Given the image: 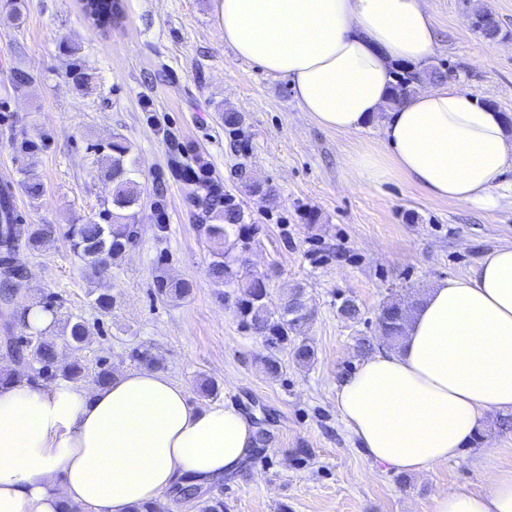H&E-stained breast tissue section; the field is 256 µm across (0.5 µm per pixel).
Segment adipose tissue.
I'll use <instances>...</instances> for the list:
<instances>
[{
	"mask_svg": "<svg viewBox=\"0 0 512 512\" xmlns=\"http://www.w3.org/2000/svg\"><path fill=\"white\" fill-rule=\"evenodd\" d=\"M218 17L236 54L287 78L318 126L381 122L380 147L346 158L353 182L402 178L435 199L512 206L502 112L452 84L385 108L395 66H424L435 51L425 0H218ZM336 411L367 458L415 475L456 457L488 414L512 412V245L435 282L400 345L339 381ZM253 443L236 406H198L156 367L103 386L13 374L0 379V512H134L221 481ZM496 456L485 452L482 491H440L433 512H512V467Z\"/></svg>",
	"mask_w": 512,
	"mask_h": 512,
	"instance_id": "ef3b65f1",
	"label": "adipose tissue"
}]
</instances>
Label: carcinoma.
<instances>
[{"mask_svg":"<svg viewBox=\"0 0 512 512\" xmlns=\"http://www.w3.org/2000/svg\"><path fill=\"white\" fill-rule=\"evenodd\" d=\"M81 10L87 22L108 32L124 18L123 0H82ZM440 79L444 73L431 70H403L394 73V84L388 108L400 104L420 90L421 77ZM111 152L105 178L112 184L110 196L101 203L97 216L80 223L66 225L63 236L73 254L82 262L85 275L99 284L91 291L92 307L101 315L110 313L112 294L105 283L106 274L113 261L122 257L133 245L136 237V217L142 208L143 189L138 181L139 170L130 159V146L124 139L115 136L106 144ZM198 159L182 146H173L172 167L176 172L194 173ZM218 189V196L205 202L197 215L199 231L213 243L222 244L230 231L246 221L245 212L229 195L220 190V184L210 180ZM17 188L34 199L41 194V183L27 169L23 178L17 180ZM52 224H29L14 204L11 184L0 185V295L8 298L10 290L22 281L26 268L20 262V252H34L42 244L54 238ZM241 263L240 258L230 259V253H215L211 262L214 279L228 287L237 289L235 307L243 329L261 339L267 355L263 359L264 372L272 377L280 374L283 365L279 354L290 349L295 361L305 365L314 357L311 346L300 340L311 319L304 290H295L284 302L275 305L268 291L270 276L267 273L249 274L244 277L233 269ZM415 303L402 304L388 300L380 307L377 322L383 343L396 347L405 335ZM90 336V327L82 317L68 320L63 334L57 338L38 333L27 341L25 348L14 350L15 357L35 365L38 377L64 378L80 382L90 378L94 383L105 385L112 380L114 366L102 360L94 373L77 361L68 362L60 357V349L67 346L80 347ZM177 494L196 501L199 512H224V501L207 497L193 486L182 487Z\"/></svg>","mask_w":512,"mask_h":512,"instance_id":"cac0c4a2","label":"carcinoma"}]
</instances>
